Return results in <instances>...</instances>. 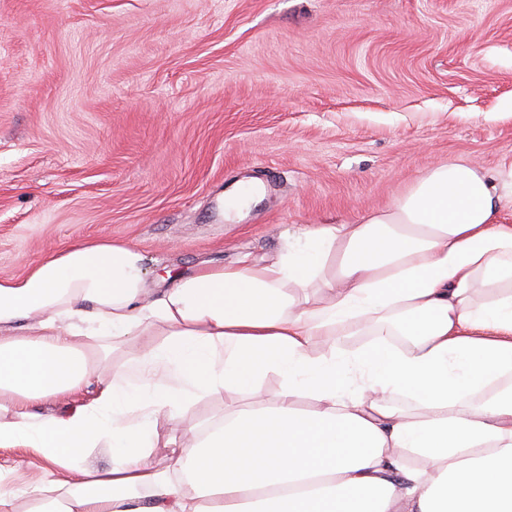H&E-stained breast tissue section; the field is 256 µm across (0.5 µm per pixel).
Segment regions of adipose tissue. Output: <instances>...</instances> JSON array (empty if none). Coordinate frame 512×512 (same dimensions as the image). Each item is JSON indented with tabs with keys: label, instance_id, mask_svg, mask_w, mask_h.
I'll return each instance as SVG.
<instances>
[{
	"label": "adipose tissue",
	"instance_id": "ef3b65f1",
	"mask_svg": "<svg viewBox=\"0 0 512 512\" xmlns=\"http://www.w3.org/2000/svg\"><path fill=\"white\" fill-rule=\"evenodd\" d=\"M509 210L512 161H451L386 208L164 288L110 241L0 277V448L56 470L20 494L0 471V512L20 495L28 512H512ZM216 396L222 420L173 467H142L162 426ZM101 445L111 465L84 466Z\"/></svg>",
	"mask_w": 512,
	"mask_h": 512
}]
</instances>
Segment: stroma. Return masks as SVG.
I'll use <instances>...</instances> for the list:
<instances>
[{"mask_svg": "<svg viewBox=\"0 0 512 512\" xmlns=\"http://www.w3.org/2000/svg\"><path fill=\"white\" fill-rule=\"evenodd\" d=\"M506 157L512 0H0V277L108 239L159 288ZM0 469L26 512L48 463Z\"/></svg>", "mask_w": 512, "mask_h": 512, "instance_id": "stroma-1", "label": "stroma"}]
</instances>
